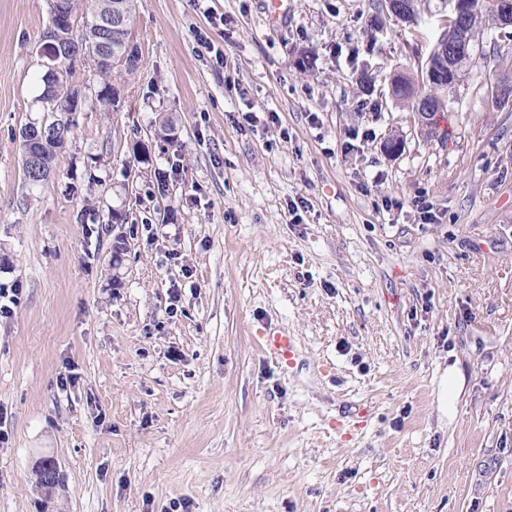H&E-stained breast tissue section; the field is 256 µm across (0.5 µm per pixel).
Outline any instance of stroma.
Wrapping results in <instances>:
<instances>
[{"label": "stroma", "instance_id": "obj_1", "mask_svg": "<svg viewBox=\"0 0 512 512\" xmlns=\"http://www.w3.org/2000/svg\"><path fill=\"white\" fill-rule=\"evenodd\" d=\"M269 8L138 0L118 112L32 190L50 0H0V512H512V55L426 140L389 90L441 18ZM265 350L275 358L287 357L295 351V339L282 330H269L264 337Z\"/></svg>", "mask_w": 512, "mask_h": 512}]
</instances>
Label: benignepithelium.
<instances>
[{
	"instance_id": "7a95c632",
	"label": "benign epithelium",
	"mask_w": 512,
	"mask_h": 512,
	"mask_svg": "<svg viewBox=\"0 0 512 512\" xmlns=\"http://www.w3.org/2000/svg\"><path fill=\"white\" fill-rule=\"evenodd\" d=\"M382 11L401 23L414 24L421 12L430 14L449 11L453 18L448 20L445 30L433 46L425 62L418 65L419 77L403 76V98L411 105L418 132L425 138L434 136L438 114L442 111L448 96H460L459 85L438 71L449 65L450 58L464 55L474 65L484 58L482 48H474L469 43L468 30L478 22L491 17L495 26L503 31L512 28V0H419V9L410 11L403 0H381ZM70 49L58 43L56 28L49 27L43 35L41 54L47 59L46 67L55 78L54 90H59V65L64 62ZM63 119L43 117L31 122L22 131L29 146L27 169L29 177L39 182L50 177V170L43 164V151L49 147L65 146L68 135Z\"/></svg>"
}]
</instances>
